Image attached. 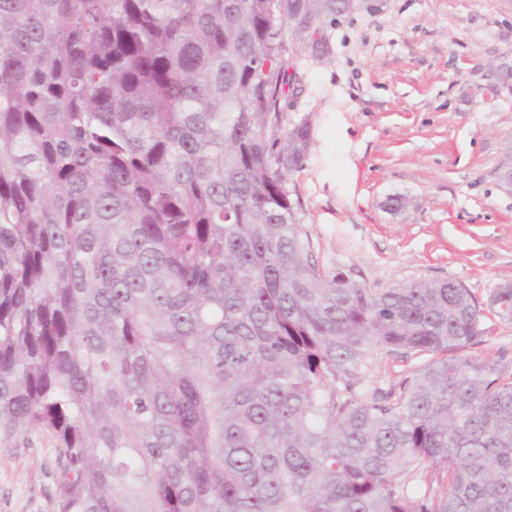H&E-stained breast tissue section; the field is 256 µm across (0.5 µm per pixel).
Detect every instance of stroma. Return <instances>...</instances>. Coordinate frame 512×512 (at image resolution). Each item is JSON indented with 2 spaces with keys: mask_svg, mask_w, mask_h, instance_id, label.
Listing matches in <instances>:
<instances>
[{
  "mask_svg": "<svg viewBox=\"0 0 512 512\" xmlns=\"http://www.w3.org/2000/svg\"><path fill=\"white\" fill-rule=\"evenodd\" d=\"M331 53L295 46L285 123L310 142L286 186L312 262L380 290L461 282L479 302L512 283V0H378L341 18ZM414 370L372 360L367 391ZM47 435L0 448V512H57Z\"/></svg>",
  "mask_w": 512,
  "mask_h": 512,
  "instance_id": "stroma-1",
  "label": "stroma"
}]
</instances>
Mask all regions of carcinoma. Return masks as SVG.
Wrapping results in <instances>:
<instances>
[{
	"label": "carcinoma",
	"mask_w": 512,
	"mask_h": 512,
	"mask_svg": "<svg viewBox=\"0 0 512 512\" xmlns=\"http://www.w3.org/2000/svg\"><path fill=\"white\" fill-rule=\"evenodd\" d=\"M297 6L328 55L336 0H0V448L54 439L58 512H512L482 304L310 260ZM417 362L405 361L397 356H379L372 360L363 381V391L378 389L381 393L397 392L404 379L409 377Z\"/></svg>",
	"instance_id": "carcinoma-1"
}]
</instances>
